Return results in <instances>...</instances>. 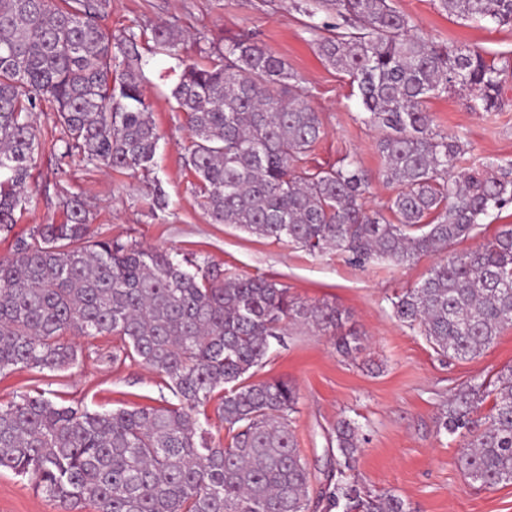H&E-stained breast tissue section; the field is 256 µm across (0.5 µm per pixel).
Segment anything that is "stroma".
Returning a JSON list of instances; mask_svg holds the SVG:
<instances>
[{
  "label": "stroma",
  "mask_w": 512,
  "mask_h": 512,
  "mask_svg": "<svg viewBox=\"0 0 512 512\" xmlns=\"http://www.w3.org/2000/svg\"><path fill=\"white\" fill-rule=\"evenodd\" d=\"M301 2L111 0L103 20L107 31L117 36L131 28L143 35L142 86L161 134L154 163L131 175L87 166L78 155L61 162L50 152L39 153L30 181L33 200L11 231H0V257L9 256L16 237L35 226L62 223L64 201L79 195L93 214L94 238L159 248L228 273L260 275L285 285L294 297L334 304L360 333L358 351L340 355L329 336L296 323L272 341L270 359L254 375L258 381L287 380L297 390L291 429L311 473V499H318L336 473L329 448L337 420L346 417L365 438L346 478L365 494L398 496L408 512H512V483L493 488L472 483L458 463L461 438L439 429L441 408L456 389L477 377L495 378L512 365V325H505L479 357H442L395 318L391 304L402 289L427 277L437 256H422L405 267L382 263L361 270L333 252L314 255L293 243L212 223L194 192L196 178L186 164L189 131L169 95L180 69L176 60L150 53V35L160 26L179 32L186 59L200 66L210 64L225 41L253 33L299 75L305 101L323 120L325 133L308 156L309 166L353 160L367 177L369 209L386 210L395 196L396 186L382 176L376 150L380 132L349 75L319 57ZM392 4L426 40L489 57L512 56V25L458 19L442 11L439 0ZM502 93L506 106L493 113L471 111L467 92L454 88L428 100L436 130L467 143L463 166L491 162L512 173V73ZM157 185L166 195L162 209L151 203ZM66 339L76 347L78 362L58 371L23 366L1 371L0 405L36 393L97 412L177 405L162 376L135 361H113L115 338L70 333ZM0 512H59V507L30 478L1 470Z\"/></svg>",
  "instance_id": "obj_1"
}]
</instances>
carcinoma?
<instances>
[{
    "label": "carcinoma",
    "mask_w": 512,
    "mask_h": 512,
    "mask_svg": "<svg viewBox=\"0 0 512 512\" xmlns=\"http://www.w3.org/2000/svg\"><path fill=\"white\" fill-rule=\"evenodd\" d=\"M460 19L512 24V0H439ZM110 0H0V230L31 202L35 153L61 161L78 154L111 170H146L160 135L142 87L140 35L119 37L101 21ZM333 25L312 24L327 64L357 82L361 102L382 129L383 177L399 187L391 217L369 211L368 183L351 161L306 166L324 134L300 78L251 35L217 49L201 68L186 64L171 91L191 133L187 165L215 224L286 239L312 254L334 251L366 268L407 266L470 236L492 210L512 204V179L457 167L466 145L436 131L427 98L457 86L476 112L504 106L506 56L450 50L414 34L390 0H316ZM154 55L182 60L171 27L154 30ZM49 102L64 136L43 139L32 116ZM66 221L41 224L0 258V371L17 365L62 369L75 363L68 332L116 337L123 358L167 378L178 407L91 412L40 394L0 406V470L30 474L76 512H309L310 473L290 428L298 396L284 380L251 378L270 340L301 322L333 337L336 351L358 350L333 304L308 303L261 277L226 276L138 244L95 240L90 211L65 201ZM394 316L439 355L476 358L512 325V227L476 249L453 253L392 300ZM217 398L229 441L212 445L197 408ZM492 399L490 413L478 411ZM444 431L466 439L458 462L474 483L512 482V366L492 382L455 391L441 412ZM335 483L321 491L323 512H407L399 497L361 496L344 479L365 437L337 422Z\"/></svg>",
    "instance_id": "cac0c4a2"
}]
</instances>
